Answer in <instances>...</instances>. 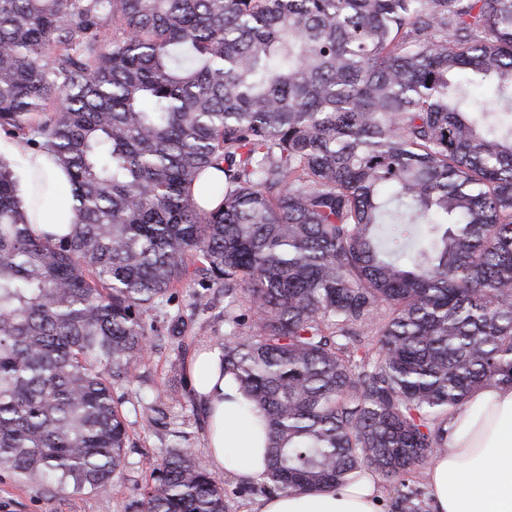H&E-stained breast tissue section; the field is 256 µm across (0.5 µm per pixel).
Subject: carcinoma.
Returning a JSON list of instances; mask_svg holds the SVG:
<instances>
[{
  "mask_svg": "<svg viewBox=\"0 0 512 512\" xmlns=\"http://www.w3.org/2000/svg\"><path fill=\"white\" fill-rule=\"evenodd\" d=\"M0 130L79 202L33 236L0 161L1 471L108 490L113 391L189 260L230 298L275 491L367 467L424 512L405 476L512 385V0H0ZM137 508L225 512L224 488L176 445Z\"/></svg>",
  "mask_w": 512,
  "mask_h": 512,
  "instance_id": "cac0c4a2",
  "label": "carcinoma"
}]
</instances>
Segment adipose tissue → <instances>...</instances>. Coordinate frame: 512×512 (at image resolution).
Masks as SVG:
<instances>
[{"mask_svg":"<svg viewBox=\"0 0 512 512\" xmlns=\"http://www.w3.org/2000/svg\"><path fill=\"white\" fill-rule=\"evenodd\" d=\"M0 158L10 161L18 196L35 235L69 234L76 201L68 175L44 151H21L0 135ZM51 200L36 204V192ZM224 351L202 352L189 367L194 395L208 416L206 456L236 481L263 483L268 470L263 413L252 408L230 376ZM446 450L426 474L433 512H512V387L492 383L457 408L445 425ZM380 492L370 469L348 484L308 493L259 498L252 512H378Z\"/></svg>","mask_w":512,"mask_h":512,"instance_id":"ef3b65f1","label":"adipose tissue"}]
</instances>
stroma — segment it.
Segmentation results:
<instances>
[{
	"mask_svg": "<svg viewBox=\"0 0 512 512\" xmlns=\"http://www.w3.org/2000/svg\"><path fill=\"white\" fill-rule=\"evenodd\" d=\"M199 293L208 301L202 311L193 308ZM225 305L223 289L207 287L203 274L192 267L184 286L173 289L171 303L148 315V323L168 333L169 339L143 360L131 384L114 391L127 418L128 442L125 467L108 492L57 494L4 472L0 474V512H137L139 492L171 446L172 431L185 432L188 447L204 456L206 414L191 392L187 367L200 350L227 342ZM180 320L185 323L182 333L171 335Z\"/></svg>",
	"mask_w": 512,
	"mask_h": 512,
	"instance_id": "obj_1",
	"label": "stroma"
}]
</instances>
